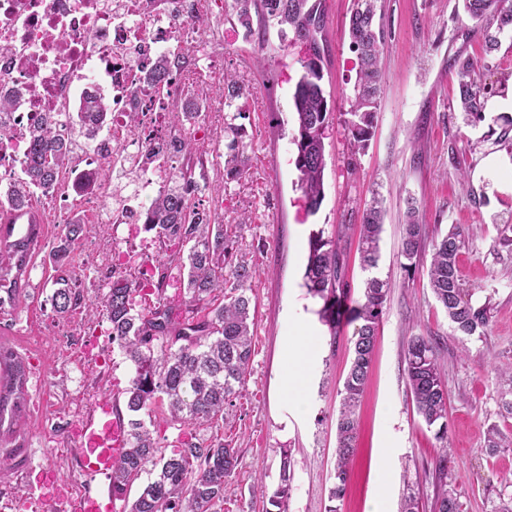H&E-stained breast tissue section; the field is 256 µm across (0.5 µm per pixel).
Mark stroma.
Instances as JSON below:
<instances>
[{"label": "stroma", "instance_id": "35a3bbf8", "mask_svg": "<svg viewBox=\"0 0 512 512\" xmlns=\"http://www.w3.org/2000/svg\"><path fill=\"white\" fill-rule=\"evenodd\" d=\"M351 0H324L326 24L324 86L332 93V123L325 140L324 199L319 211L306 215L296 187V148L292 134L296 114L291 97L303 73V44L281 48L276 34L266 44L244 39L209 4L210 28L202 34L203 52L212 69L195 74L204 83L207 111L214 116L211 136L224 137L221 71L234 73L247 90L246 122L249 170L224 195V221L243 225L240 248L256 267L254 353L249 374L220 427L201 430L170 424L155 414L150 428L166 451L191 438H209L236 448L239 465L215 512H263L262 486H275L282 454L292 459L293 480L288 512H326L334 484L336 410L349 365L348 348L355 331L354 300L362 293L364 272L358 242L345 243L350 291L336 306L337 333H330L318 312L319 298L304 286L309 236L337 225L360 224L372 197L383 201L385 218L376 276L389 288L385 314L359 410L358 454L341 512H369L378 490L377 467L386 446L395 453L389 465L390 512H399L406 495H415L419 512H433L437 487L426 473L440 454L450 460L448 482L462 512H503L512 505V448L490 455L484 442L491 430L512 437V418L501 415L502 381L496 366L512 363V247L499 245L503 225H512V151L500 142L504 117H512V31L501 34L493 55H485L478 23L461 0H382L388 31L382 54L385 93L374 136L365 153H350L345 128L347 99L356 78L355 55L349 48ZM470 58L486 91L485 120L467 125L459 112L456 55ZM264 68L255 65L256 56ZM416 201L419 220L430 239L452 226L468 230L460 255V275L477 302L491 300L490 332L460 342L447 314L435 301L425 272L407 276L400 249L409 201ZM58 199L34 200L42 219L23 311L0 310V348L17 353L31 371L27 381L26 422L17 438L0 437V450L12 451L0 465V512H25L26 485L45 499L69 492L107 497L111 485L87 477L81 468V423L105 396L125 409L132 366L112 342L106 318L87 323L81 314L53 312L52 266L48 255L64 224L84 216L83 199L58 214ZM107 235L80 240L71 265L73 281L85 296L99 287L95 260ZM312 330L315 348L304 393L307 414L276 399L282 348L296 323ZM422 334L435 339L448 388V440L440 442L417 415L407 392L404 346ZM21 448L30 457L18 456Z\"/></svg>", "mask_w": 512, "mask_h": 512}]
</instances>
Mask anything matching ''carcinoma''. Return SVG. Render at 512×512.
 <instances>
[{
    "instance_id": "obj_1",
    "label": "carcinoma",
    "mask_w": 512,
    "mask_h": 512,
    "mask_svg": "<svg viewBox=\"0 0 512 512\" xmlns=\"http://www.w3.org/2000/svg\"><path fill=\"white\" fill-rule=\"evenodd\" d=\"M464 11L480 23L486 54L498 49V34L512 29V6L504 0H462ZM377 0H353L349 18L350 50L357 59L353 96L349 98L345 125L351 154L365 151L378 119L384 91L380 56L385 30L378 15ZM227 14L234 18L244 36L266 38L277 29L281 44L302 43L307 47L304 73L292 95L297 115L292 135L296 147L295 168L298 187L309 213L320 209L324 198L326 131L331 120V93L324 84L323 56L318 34L325 27L323 0H231ZM459 78L460 108L468 124L485 120V87L475 77L467 57L454 60ZM196 65L187 51L175 47L158 55L146 74V85L161 98L168 87ZM224 144L207 147L196 139L191 125L203 113L198 111L199 90L192 89L181 99L182 121L169 135L165 150L169 156H182L186 163L169 168L163 184L145 207L144 230L158 245L155 258L157 279L145 285L123 274L112 277L107 291L86 299L71 286L70 261L78 242L92 230L104 226L76 217L64 225L59 243L51 254L55 269L52 306L60 316L77 311L89 319L104 316L112 327L116 342L133 365V376L126 389L129 447L112 469V491L125 494L130 482L146 468L151 478L129 506V512H212L224 501V490L236 474L238 451L204 438L184 442L167 454L158 445L145 418L157 410L173 423L197 427H216L234 407L247 375L252 356L253 314H251L253 266L240 252L241 224H226L222 217L224 192L246 172L249 118L240 100L245 89L228 71L224 72ZM109 100L97 91L83 97L82 114L61 122L58 115L45 112L28 134V152L21 175L11 186L6 203L13 212H26L36 191L49 197L61 175L70 168L77 150L94 144L104 130ZM214 194L208 207L195 201L202 190ZM417 208L410 206L404 224L400 267L412 275L423 262V245L428 238L426 225L418 222ZM382 200L373 198L363 211L359 225L360 258L364 281L362 296L356 301L349 367L338 390L336 417L335 485L330 491L332 505L326 512H340L356 453L359 407L364 395L377 335L387 303L386 283L371 275L378 267L380 236L383 230ZM348 225L336 235L324 229L312 233L304 273L309 293L323 300L321 320L336 336V299L348 293L346 253L341 247ZM14 228H0V307L16 310L27 306L23 285L30 272L40 225L29 224L18 238ZM465 229L454 226L441 239L433 241L427 277L437 303L446 312L453 331L464 338L487 335L491 322L490 300L476 305L463 287L459 256L468 244ZM182 274L184 297L173 304L165 296L167 280L173 270ZM407 387L418 416L427 428L435 430L440 441L448 437L446 379L436 345L429 336L409 337L404 351ZM506 383L500 393L501 412L512 417V367L499 369ZM26 373L21 362L13 363V384L0 389V423L14 420L27 406ZM512 447V439L491 432L486 452L496 454ZM439 487L436 512H461L462 504L453 490L447 489L448 456H440L432 470ZM292 489L291 457L281 458L279 481L267 498L265 512H288Z\"/></svg>"
}]
</instances>
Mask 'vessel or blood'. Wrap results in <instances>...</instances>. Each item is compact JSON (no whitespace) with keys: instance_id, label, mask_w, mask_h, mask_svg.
I'll use <instances>...</instances> for the list:
<instances>
[{"instance_id":"vessel-or-blood-1","label":"vessel or blood","mask_w":512,"mask_h":512,"mask_svg":"<svg viewBox=\"0 0 512 512\" xmlns=\"http://www.w3.org/2000/svg\"><path fill=\"white\" fill-rule=\"evenodd\" d=\"M81 463L86 474L111 476L112 467L125 454L129 435L124 422L112 419L98 422L88 416L82 429ZM63 504L66 512H124L121 498L112 496L102 502L87 493L66 496Z\"/></svg>"}]
</instances>
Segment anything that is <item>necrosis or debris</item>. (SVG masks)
I'll list each match as a JSON object with an SVG mask.
<instances>
[{
  "instance_id": "1",
  "label": "necrosis or debris",
  "mask_w": 512,
  "mask_h": 512,
  "mask_svg": "<svg viewBox=\"0 0 512 512\" xmlns=\"http://www.w3.org/2000/svg\"><path fill=\"white\" fill-rule=\"evenodd\" d=\"M94 32L86 43L85 32ZM189 37L188 22L178 21L170 0L147 7L145 0H0V92L15 96L16 108L0 118V198L26 157L27 134L42 113L78 111L84 93L107 89L108 132L103 141L78 154L67 177L82 187L86 177L118 173L125 161L161 147L168 115L165 101L143 90L146 69L166 51L173 33ZM150 123L141 139L125 138L131 110ZM159 185V167L140 169L138 185L115 207L89 202L96 224H125L139 235L144 221L143 195Z\"/></svg>"
}]
</instances>
